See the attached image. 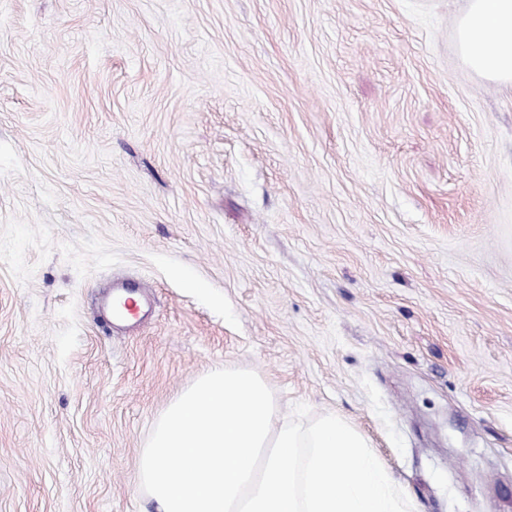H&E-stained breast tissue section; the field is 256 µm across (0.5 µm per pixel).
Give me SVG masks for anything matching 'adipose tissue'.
I'll return each instance as SVG.
<instances>
[{"mask_svg":"<svg viewBox=\"0 0 512 512\" xmlns=\"http://www.w3.org/2000/svg\"><path fill=\"white\" fill-rule=\"evenodd\" d=\"M456 28L465 64L496 83L512 85V0H469Z\"/></svg>","mask_w":512,"mask_h":512,"instance_id":"adipose-tissue-1","label":"adipose tissue"}]
</instances>
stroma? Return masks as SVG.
I'll list each match as a JSON object with an SVG mask.
<instances>
[{
    "mask_svg": "<svg viewBox=\"0 0 512 512\" xmlns=\"http://www.w3.org/2000/svg\"><path fill=\"white\" fill-rule=\"evenodd\" d=\"M467 6L0 0V512H155L140 452L222 368L412 512H512V87ZM142 288V290H141ZM144 287L139 285L138 288H114L112 293L126 296L125 298V309L127 310L128 317L125 321H130L140 317L143 313L144 301L147 294L143 290Z\"/></svg>",
    "mask_w": 512,
    "mask_h": 512,
    "instance_id": "stroma-1",
    "label": "stroma"
}]
</instances>
